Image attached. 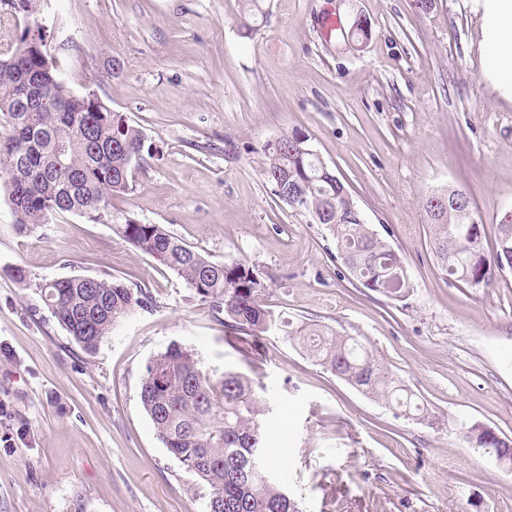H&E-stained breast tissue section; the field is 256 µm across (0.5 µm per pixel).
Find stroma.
<instances>
[{
	"label": "stroma",
	"instance_id": "stroma-1",
	"mask_svg": "<svg viewBox=\"0 0 512 512\" xmlns=\"http://www.w3.org/2000/svg\"><path fill=\"white\" fill-rule=\"evenodd\" d=\"M44 0L48 51L160 155L114 209L163 225L212 260H246L279 330L249 342L184 280L107 223L18 225L0 185V512H207L209 487L159 440L140 401L145 364L173 343L208 370L259 380L269 455L302 512H512V474L462 437L478 420L512 438V273L471 288L441 271L423 201L465 190L494 251L512 212V95L483 71L474 0ZM366 18L368 35H326ZM120 73H113V61ZM299 130L413 288H361L323 225L275 197L265 143ZM25 281H17L16 270ZM112 275L155 305L85 353L44 306L45 281ZM362 341L435 415L386 408L313 363L293 332Z\"/></svg>",
	"mask_w": 512,
	"mask_h": 512
}]
</instances>
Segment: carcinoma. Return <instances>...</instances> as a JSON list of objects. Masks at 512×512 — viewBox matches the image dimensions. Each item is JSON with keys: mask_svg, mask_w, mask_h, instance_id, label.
Wrapping results in <instances>:
<instances>
[{"mask_svg": "<svg viewBox=\"0 0 512 512\" xmlns=\"http://www.w3.org/2000/svg\"><path fill=\"white\" fill-rule=\"evenodd\" d=\"M42 0H0L26 24L12 50L0 57V178H5L16 222L48 224L76 214L109 222L134 249L157 259L208 302L224 326L259 338L278 329V320L260 302L263 290L255 266L240 260L216 262L193 250L160 224H144L112 212V198L131 189L132 170L145 163V136L112 111L95 93L73 92L57 81L58 65L48 52L53 34L34 39ZM52 105L40 102L42 90ZM264 178L276 191L283 176L300 189L298 211L316 216L329 201L336 211L323 225L336 252L350 256L348 271L362 287L400 300L410 292L406 264L389 241L362 220L342 181L323 166L305 133L295 130L263 146ZM430 220L436 259L450 279L471 288H489L498 272L484 262V224L433 212ZM495 253L512 259V220L498 222ZM40 297L70 338L87 354L112 327L152 297L113 277L70 276L39 286ZM309 357L374 401L405 414L425 408L412 401L364 344L327 326L302 335ZM140 399L168 451L210 488L207 512H299L280 482L266 471L267 407L247 375L228 368L218 374L201 366L190 348L173 344L144 368ZM475 448H496L512 473V439L484 432L474 422L463 429Z\"/></svg>", "mask_w": 512, "mask_h": 512, "instance_id": "carcinoma-1", "label": "carcinoma"}]
</instances>
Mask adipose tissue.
<instances>
[{
    "instance_id": "adipose-tissue-1",
    "label": "adipose tissue",
    "mask_w": 512,
    "mask_h": 512,
    "mask_svg": "<svg viewBox=\"0 0 512 512\" xmlns=\"http://www.w3.org/2000/svg\"><path fill=\"white\" fill-rule=\"evenodd\" d=\"M482 19L489 44L485 71L504 87H512V0H482Z\"/></svg>"
}]
</instances>
